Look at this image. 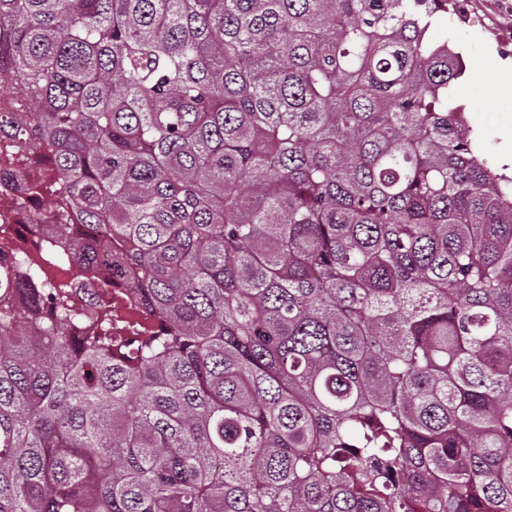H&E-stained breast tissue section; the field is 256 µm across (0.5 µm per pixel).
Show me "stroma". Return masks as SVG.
Returning a JSON list of instances; mask_svg holds the SVG:
<instances>
[{
    "label": "stroma",
    "mask_w": 512,
    "mask_h": 512,
    "mask_svg": "<svg viewBox=\"0 0 512 512\" xmlns=\"http://www.w3.org/2000/svg\"><path fill=\"white\" fill-rule=\"evenodd\" d=\"M436 32L466 67L448 96L470 108L484 157L502 169L504 148L512 143V97L492 98L491 82L504 62L512 63V0H456L452 11L439 16Z\"/></svg>",
    "instance_id": "stroma-1"
}]
</instances>
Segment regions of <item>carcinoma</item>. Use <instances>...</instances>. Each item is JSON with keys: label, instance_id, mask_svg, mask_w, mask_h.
<instances>
[{"label": "carcinoma", "instance_id": "cac0c4a2", "mask_svg": "<svg viewBox=\"0 0 512 512\" xmlns=\"http://www.w3.org/2000/svg\"><path fill=\"white\" fill-rule=\"evenodd\" d=\"M449 3L0 0V136L86 227L69 280L0 239V512H512V177ZM109 308L112 309V320L116 325H122L118 330H125L128 326H134L142 320V315L136 306V292L134 288L112 289V295L108 298Z\"/></svg>", "mask_w": 512, "mask_h": 512}]
</instances>
